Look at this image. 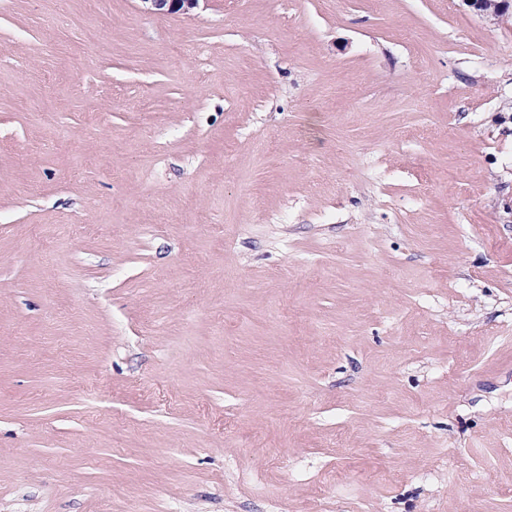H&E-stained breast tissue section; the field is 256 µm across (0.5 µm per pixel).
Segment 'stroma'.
I'll use <instances>...</instances> for the list:
<instances>
[{
	"label": "stroma",
	"instance_id": "stroma-1",
	"mask_svg": "<svg viewBox=\"0 0 512 512\" xmlns=\"http://www.w3.org/2000/svg\"><path fill=\"white\" fill-rule=\"evenodd\" d=\"M0 512H512V18L0 0Z\"/></svg>",
	"mask_w": 512,
	"mask_h": 512
}]
</instances>
